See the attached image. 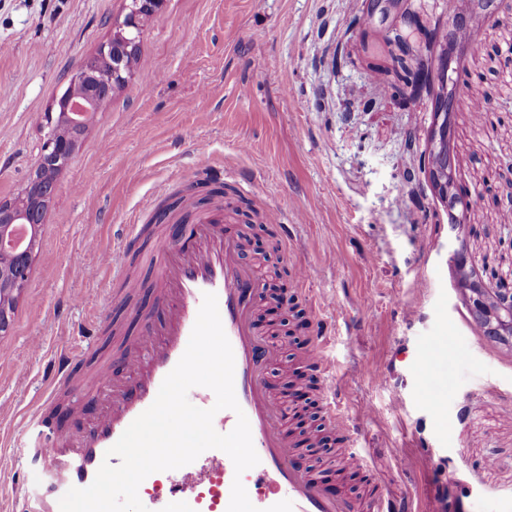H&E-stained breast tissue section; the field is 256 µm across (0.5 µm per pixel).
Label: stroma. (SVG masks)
I'll return each instance as SVG.
<instances>
[{
  "instance_id": "35a3bbf8",
  "label": "stroma",
  "mask_w": 512,
  "mask_h": 512,
  "mask_svg": "<svg viewBox=\"0 0 512 512\" xmlns=\"http://www.w3.org/2000/svg\"><path fill=\"white\" fill-rule=\"evenodd\" d=\"M130 0H0V201L19 195L40 160L47 116L80 65L96 56ZM395 0H163L140 36L142 61L96 112L57 178L28 286L0 333V484L26 439L23 410L45 388L55 353L95 337L96 365L121 373L113 329L132 334V307L74 264H97L148 223L175 189L226 171L230 220L247 209L287 212L289 229L253 240L245 258L280 280L302 323L268 377L288 369L317 328L336 359L332 392L371 468L331 469L330 449L298 456L354 496L380 484L418 512H512V350L484 336L455 286L448 209L416 170L432 122L428 96L404 104L393 85L400 24ZM512 14L473 27L451 77L488 110H454L453 150L472 200L463 236L472 268L489 286L512 283V213L495 198L512 181V81L502 49ZM311 276L299 282L296 263ZM82 296V305L70 302ZM335 305L322 309L323 299ZM415 304L407 312L406 304ZM42 337L33 352L29 339ZM446 341L415 397L402 380L362 371L404 343ZM430 447H419L417 430Z\"/></svg>"
}]
</instances>
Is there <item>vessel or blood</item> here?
Returning <instances> with one entry per match:
<instances>
[{
	"label": "vessel or blood",
	"mask_w": 512,
	"mask_h": 512,
	"mask_svg": "<svg viewBox=\"0 0 512 512\" xmlns=\"http://www.w3.org/2000/svg\"><path fill=\"white\" fill-rule=\"evenodd\" d=\"M153 251L157 313L143 316L139 335L127 341L124 377L96 373L85 401L72 404L70 414L79 416L87 405L98 401L104 409L80 431L45 418L40 409L28 413L25 456L29 466L39 469L41 480L16 492L12 512H60L59 500L69 488L88 487L103 461L119 465V457H107V450L154 402L164 378L187 348L207 292L217 296L233 349L234 390L241 407L237 413L217 412L213 425L217 432L229 433L238 413H245L260 462L239 476L225 452L209 449L188 465L152 473L138 489L149 512H228L237 477L260 512L283 500L291 501L293 512H408L407 499L381 490L364 502L328 494L322 481L299 465L298 450L287 428L289 414L266 376L279 356L256 319L266 286L246 263L241 241L225 227L223 206L197 212L192 223L179 226L177 234L159 233ZM99 268L111 271L126 292L139 290V281L127 275L121 258L103 254ZM324 345V337H313L299 355L301 364L323 383L335 371L325 357ZM83 353L79 343L56 353V369L46 383L43 405L55 404L71 383L73 366Z\"/></svg>",
	"instance_id": "1"
}]
</instances>
